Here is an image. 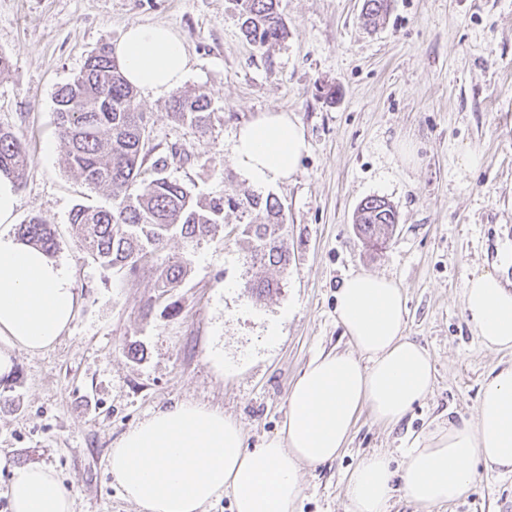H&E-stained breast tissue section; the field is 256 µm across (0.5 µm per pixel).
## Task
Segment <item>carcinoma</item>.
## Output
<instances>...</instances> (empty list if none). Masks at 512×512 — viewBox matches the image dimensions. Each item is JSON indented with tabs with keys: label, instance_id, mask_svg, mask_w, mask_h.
Segmentation results:
<instances>
[{
	"label": "carcinoma",
	"instance_id": "obj_1",
	"mask_svg": "<svg viewBox=\"0 0 512 512\" xmlns=\"http://www.w3.org/2000/svg\"><path fill=\"white\" fill-rule=\"evenodd\" d=\"M245 38L259 47L283 40L287 28L279 0H236ZM387 0H363L361 16L376 26L387 14ZM58 136L66 160L85 184L109 192L112 205H77L69 223L80 230L81 246L105 269L135 274L145 268L153 287L169 292L187 273L182 258H163L160 251L172 237L197 246L224 224L225 209L240 212L236 234L247 246L255 273L246 288L256 298L270 295L279 283L264 275L267 267L288 268V247L282 236L284 208L270 195L247 194L241 199H196L181 183L164 175L168 157L148 162L149 120L137 103V90L124 77L104 44L91 52L81 71L55 94ZM171 115L206 133L211 126L212 100L203 91H177L169 101ZM30 159L13 132L0 127V174L20 184ZM398 221L393 206L381 197L365 199L356 223L373 247L386 242ZM21 240L55 253L56 230L37 217L19 225Z\"/></svg>",
	"mask_w": 512,
	"mask_h": 512
}]
</instances>
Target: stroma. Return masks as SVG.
Here are the masks:
<instances>
[{
    "instance_id": "stroma-1",
    "label": "stroma",
    "mask_w": 512,
    "mask_h": 512,
    "mask_svg": "<svg viewBox=\"0 0 512 512\" xmlns=\"http://www.w3.org/2000/svg\"><path fill=\"white\" fill-rule=\"evenodd\" d=\"M362 4L281 0L288 36L260 49L245 40L235 0H0V53L11 63L0 75V126L30 156L16 220L55 227L53 258L71 271L77 298L58 341L38 354L13 349V371L0 379V512H12L14 472L32 465L55 472L73 512H140L108 471L110 450L183 402L223 411L241 424L246 448L261 447L279 433L310 361L348 349L336 291L353 273L402 288L405 333L429 353L433 387L394 427L362 410L336 459L303 467L294 512H349L347 476L363 456L384 452L401 469L421 431L475 416L486 376L512 364V351L480 346L462 298L465 278L491 266L512 280V0H389L374 29ZM132 23L177 30L191 58L182 87L213 102L202 134L171 117L168 97L137 98L152 156L168 157L167 176L194 197L251 191L231 148L260 113H292L305 131L297 175L262 189L284 206L290 252L287 270L272 273L280 289L264 300L245 286L233 211L213 240H168L163 257L186 258L188 273L164 295L150 271L103 270L79 243L73 207L111 199L68 168L54 96ZM466 152L476 167L461 165ZM372 196L398 214L378 252L354 225ZM475 471L468 492L439 512H512V476L481 463Z\"/></svg>"
}]
</instances>
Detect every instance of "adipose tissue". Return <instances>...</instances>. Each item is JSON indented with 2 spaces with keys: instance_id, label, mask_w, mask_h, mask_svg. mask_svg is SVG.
I'll return each mask as SVG.
<instances>
[{
  "instance_id": "adipose-tissue-1",
  "label": "adipose tissue",
  "mask_w": 512,
  "mask_h": 512,
  "mask_svg": "<svg viewBox=\"0 0 512 512\" xmlns=\"http://www.w3.org/2000/svg\"><path fill=\"white\" fill-rule=\"evenodd\" d=\"M114 55L146 96L178 89L190 70L182 37L163 24L130 25ZM306 149L297 119L271 110L239 128L232 158L244 179L264 187L293 178ZM17 206L13 181L0 175V378L13 370V349L49 348L76 308L67 267L11 234ZM463 305L484 349L512 350V283L493 271L471 275ZM336 315L350 348L310 362L276 437L250 451L241 425L220 411L195 403L158 411L111 451L109 471L126 498L141 512H201L226 494L234 512H294L302 467L339 456L362 410L398 424L433 380L429 355L404 334L400 288L384 276L350 275L336 292ZM477 461L512 474V365L491 371L474 420H451L417 438L401 472L386 454L363 457L347 477L350 512H386L397 492L418 512H438L469 490ZM9 497L12 512H72L62 482L40 466L17 471Z\"/></svg>"
}]
</instances>
